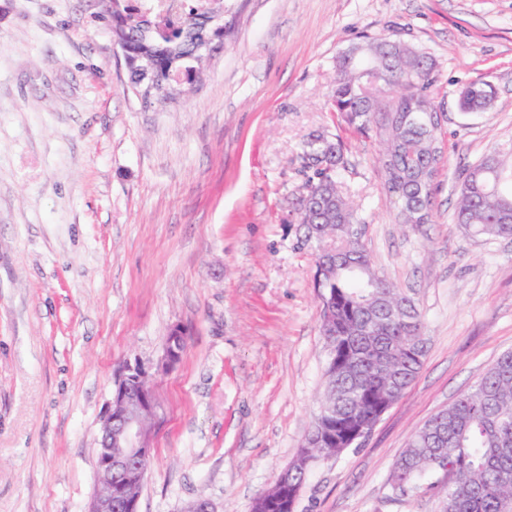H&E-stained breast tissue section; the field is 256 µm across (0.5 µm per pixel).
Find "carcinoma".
Here are the masks:
<instances>
[{
    "mask_svg": "<svg viewBox=\"0 0 512 512\" xmlns=\"http://www.w3.org/2000/svg\"><path fill=\"white\" fill-rule=\"evenodd\" d=\"M116 41L126 47L132 87L146 105L165 103L182 92L181 77L192 82L208 25L221 11L200 12L193 0H180L178 21L159 25L136 0H101ZM375 72L382 90L370 96L364 73ZM435 64L425 52L387 35L357 44L338 57L331 88V111L342 134L320 135L302 144L306 180L290 205L315 242L316 267L323 268L322 295L335 301L322 313L321 334L335 350L328 357L320 401L321 452L335 457L347 435H369L372 423L417 377L426 353L415 351L421 314L412 300L373 268L361 221L343 190L347 162L343 135L380 139L375 158L388 196L406 198L396 211L403 224L420 212L433 218V180L445 156L433 148L441 129L423 127L437 109ZM489 83L465 87L459 106L466 113L491 107ZM454 219L476 238L512 239V138L492 146L456 177ZM307 474L304 460L288 466V484L274 486L254 512H294ZM442 475V512H512V351L501 355L469 390L431 416L415 432L393 468L389 484L401 494Z\"/></svg>",
    "mask_w": 512,
    "mask_h": 512,
    "instance_id": "obj_1",
    "label": "carcinoma"
}]
</instances>
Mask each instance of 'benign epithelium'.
Instances as JSON below:
<instances>
[{
	"mask_svg": "<svg viewBox=\"0 0 512 512\" xmlns=\"http://www.w3.org/2000/svg\"><path fill=\"white\" fill-rule=\"evenodd\" d=\"M186 336L180 326L170 331L164 354L166 364L174 365L181 360L183 351L172 342L177 341L184 347ZM146 378V370L137 362L124 363L117 372L112 398L100 428L95 482L87 512H113V476L151 455L140 418L144 412L155 413L157 403L153 393H145L138 387Z\"/></svg>",
	"mask_w": 512,
	"mask_h": 512,
	"instance_id": "benign-epithelium-1",
	"label": "benign epithelium"
}]
</instances>
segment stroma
<instances>
[{
    "instance_id": "1",
    "label": "stroma",
    "mask_w": 512,
    "mask_h": 512,
    "mask_svg": "<svg viewBox=\"0 0 512 512\" xmlns=\"http://www.w3.org/2000/svg\"><path fill=\"white\" fill-rule=\"evenodd\" d=\"M224 41L175 103L144 109L98 0H0V512H86L126 361L157 402L140 512H252L318 411L328 350L315 251L289 203L301 145L337 134L336 58L376 35L428 52L445 114L434 221L401 224L372 137L346 190L373 265L427 342L359 446L314 463L295 512H440L388 478L415 431L512 350V240L453 219L455 178L512 136V0H224ZM491 82L487 112L459 107ZM183 326L181 360L164 364Z\"/></svg>"
}]
</instances>
